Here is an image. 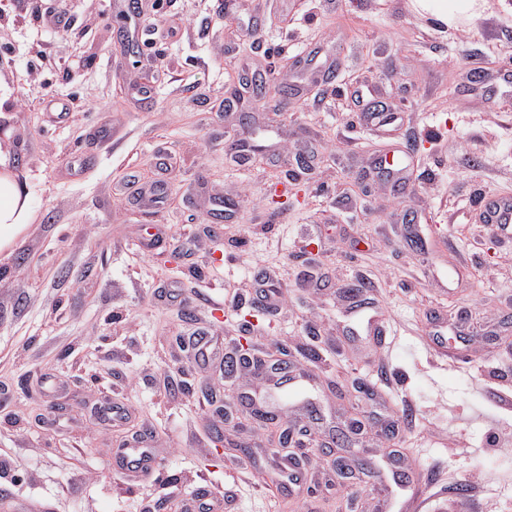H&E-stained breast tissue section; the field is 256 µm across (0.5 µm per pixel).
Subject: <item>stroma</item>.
<instances>
[{
  "instance_id": "1",
  "label": "stroma",
  "mask_w": 512,
  "mask_h": 512,
  "mask_svg": "<svg viewBox=\"0 0 512 512\" xmlns=\"http://www.w3.org/2000/svg\"><path fill=\"white\" fill-rule=\"evenodd\" d=\"M30 2L0 0V159L32 213L0 251V495L512 512V237L478 207L512 196V0L451 24L414 0H142L131 21L43 0L58 29ZM380 104L395 121L365 123ZM133 181L165 183L163 203ZM196 335L312 376L283 405L301 446L246 416L253 368L198 365ZM105 396L122 426L99 422ZM140 430L159 465L137 483L112 450ZM339 436L342 463L318 455ZM288 456L300 485L277 477Z\"/></svg>"
}]
</instances>
